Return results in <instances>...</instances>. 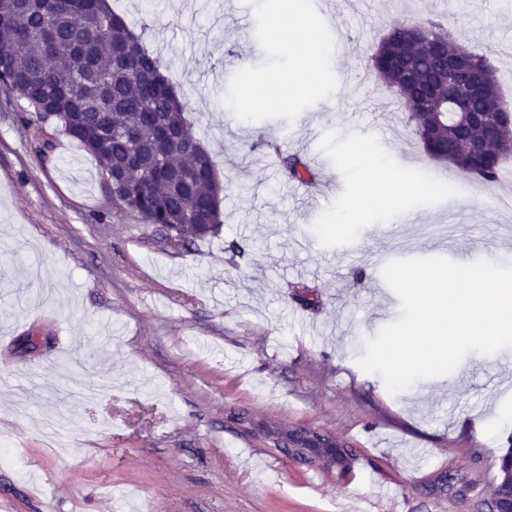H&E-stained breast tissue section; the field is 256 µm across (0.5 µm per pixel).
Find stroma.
<instances>
[{
    "label": "stroma",
    "mask_w": 512,
    "mask_h": 512,
    "mask_svg": "<svg viewBox=\"0 0 512 512\" xmlns=\"http://www.w3.org/2000/svg\"><path fill=\"white\" fill-rule=\"evenodd\" d=\"M183 2L110 0L166 66L224 185L221 234L191 251L165 247L113 204L78 141L0 94V254L15 255L0 263V512H477L435 479L460 470L481 493L496 477L512 349L396 395L357 360L399 317L377 258L512 264V200L429 158L368 56L391 25L437 21L490 55L512 99V0ZM285 12L313 24L334 65L276 105L260 101L262 77L300 68L268 31ZM247 97V112L226 111ZM273 138L314 161L315 186L281 180L260 146ZM355 148L420 188L410 223L355 208ZM298 284L316 306L296 301ZM31 333L50 344L21 350ZM253 424L320 431L355 448L353 470L270 450Z\"/></svg>",
    "instance_id": "1"
}]
</instances>
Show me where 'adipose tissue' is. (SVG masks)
<instances>
[{
	"mask_svg": "<svg viewBox=\"0 0 512 512\" xmlns=\"http://www.w3.org/2000/svg\"><path fill=\"white\" fill-rule=\"evenodd\" d=\"M270 35L279 41L288 54L298 59L302 67L294 78L293 85H285L276 76L264 78L265 100L281 103L287 100L292 88H305L318 74L315 64V41L311 35V26L307 21L285 14L271 16L268 20ZM353 165L364 167L370 180L375 185L374 192L365 194L360 204L364 207L385 205L388 210L397 214L411 211L417 195L416 188L398 183L389 174L361 152H353L349 157Z\"/></svg>",
	"mask_w": 512,
	"mask_h": 512,
	"instance_id": "adipose-tissue-1",
	"label": "adipose tissue"
}]
</instances>
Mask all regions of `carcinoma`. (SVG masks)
Returning a JSON list of instances; mask_svg holds the SVG:
<instances>
[{
	"label": "carcinoma",
	"mask_w": 512,
	"mask_h": 512,
	"mask_svg": "<svg viewBox=\"0 0 512 512\" xmlns=\"http://www.w3.org/2000/svg\"><path fill=\"white\" fill-rule=\"evenodd\" d=\"M401 51L403 67L385 64ZM453 52L443 25L429 20L418 34L392 27L369 61L433 160L464 178L496 184L512 152V114L506 112L512 103L499 92L491 58L479 55L491 74L485 92L463 106L451 104L446 78ZM165 71L107 0H0V93L24 99L35 121L52 120L79 141L106 174L112 199L155 227L161 242L176 239L185 249L220 235L224 185ZM455 112H476L480 120L459 125ZM265 147L279 156L286 178L315 182L307 163L279 141ZM290 437L316 456L334 458L338 475L351 472L354 449L335 443L322 450L308 432ZM497 469L500 479L487 496L500 503L512 499L511 447Z\"/></svg>",
	"instance_id": "obj_1"
}]
</instances>
